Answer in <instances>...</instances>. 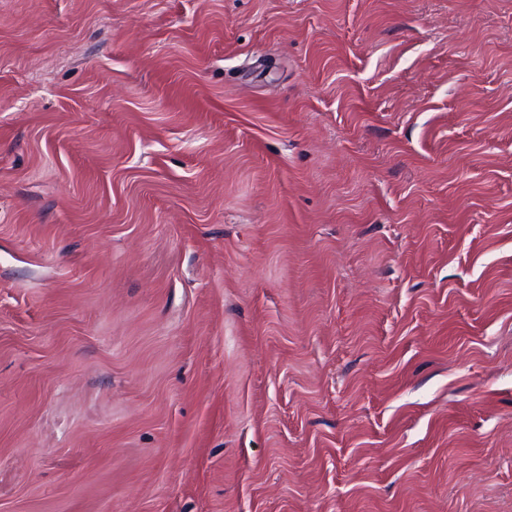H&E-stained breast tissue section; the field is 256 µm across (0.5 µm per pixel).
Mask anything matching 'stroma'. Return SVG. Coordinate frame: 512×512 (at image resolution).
<instances>
[{"label":"stroma","mask_w":512,"mask_h":512,"mask_svg":"<svg viewBox=\"0 0 512 512\" xmlns=\"http://www.w3.org/2000/svg\"><path fill=\"white\" fill-rule=\"evenodd\" d=\"M0 512H512V0H0Z\"/></svg>","instance_id":"35a3bbf8"}]
</instances>
